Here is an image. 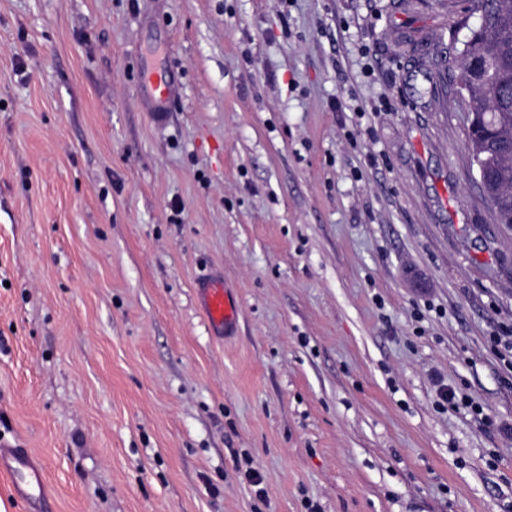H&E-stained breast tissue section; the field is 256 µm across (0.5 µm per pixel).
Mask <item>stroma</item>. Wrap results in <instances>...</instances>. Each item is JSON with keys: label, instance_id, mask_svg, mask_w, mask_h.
Instances as JSON below:
<instances>
[{"label": "stroma", "instance_id": "1", "mask_svg": "<svg viewBox=\"0 0 512 512\" xmlns=\"http://www.w3.org/2000/svg\"><path fill=\"white\" fill-rule=\"evenodd\" d=\"M478 24L456 0H0V442L49 512L512 504V230L458 98L419 93ZM143 105L146 112H151L155 119L161 121L170 112L173 88L167 75L158 69H151L144 73ZM204 300L209 324L219 332H227L237 324V305L224 288V282L214 278L202 281L198 287ZM0 460L15 477L14 486L26 500L43 497L42 467L34 458L16 448H0Z\"/></svg>", "mask_w": 512, "mask_h": 512}]
</instances>
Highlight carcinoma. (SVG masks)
Listing matches in <instances>:
<instances>
[{"label": "carcinoma", "mask_w": 512, "mask_h": 512, "mask_svg": "<svg viewBox=\"0 0 512 512\" xmlns=\"http://www.w3.org/2000/svg\"><path fill=\"white\" fill-rule=\"evenodd\" d=\"M472 15H486L494 20L493 29L477 27L459 51L457 96L469 113L485 116L484 126L466 130L470 146V166L478 171L484 184L497 178L512 183V0H467ZM474 56L488 59L492 70L488 80L478 83L468 78L467 62ZM490 202L494 220L512 229L497 198L484 193Z\"/></svg>", "instance_id": "cac0c4a2"}]
</instances>
